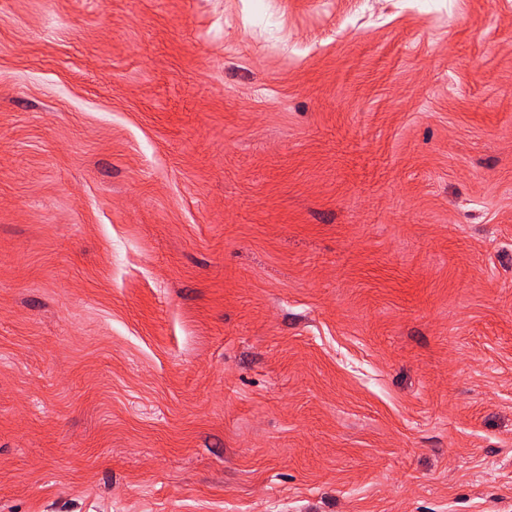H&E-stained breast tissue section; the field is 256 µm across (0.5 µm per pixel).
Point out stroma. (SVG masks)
<instances>
[{"instance_id":"1","label":"stroma","mask_w":512,"mask_h":512,"mask_svg":"<svg viewBox=\"0 0 512 512\" xmlns=\"http://www.w3.org/2000/svg\"><path fill=\"white\" fill-rule=\"evenodd\" d=\"M0 512H512V0H0Z\"/></svg>"}]
</instances>
